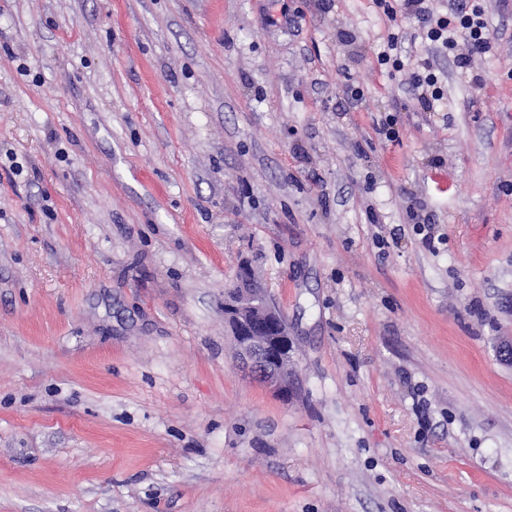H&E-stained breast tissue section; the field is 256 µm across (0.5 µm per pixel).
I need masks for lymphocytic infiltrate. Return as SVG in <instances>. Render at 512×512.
<instances>
[{"label": "lymphocytic infiltrate", "instance_id": "f902f5d3", "mask_svg": "<svg viewBox=\"0 0 512 512\" xmlns=\"http://www.w3.org/2000/svg\"><path fill=\"white\" fill-rule=\"evenodd\" d=\"M376 4L390 22L414 18L422 24L416 34L424 49L422 55L408 58L404 36L392 33L384 39L376 59L379 65L405 74L406 85L424 110H436L445 98L439 58L454 56L458 67L465 70L474 57L485 56L494 48L488 16L476 0L468 6L462 0H448L443 15L435 13L432 0H376Z\"/></svg>", "mask_w": 512, "mask_h": 512}]
</instances>
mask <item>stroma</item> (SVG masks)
Returning <instances> with one entry per match:
<instances>
[{"label": "stroma", "instance_id": "obj_1", "mask_svg": "<svg viewBox=\"0 0 512 512\" xmlns=\"http://www.w3.org/2000/svg\"><path fill=\"white\" fill-rule=\"evenodd\" d=\"M485 9L495 52L441 60L426 112L375 0H0V512H512V0ZM245 260L285 396L224 323Z\"/></svg>", "mask_w": 512, "mask_h": 512}]
</instances>
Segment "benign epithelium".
<instances>
[{
  "mask_svg": "<svg viewBox=\"0 0 512 512\" xmlns=\"http://www.w3.org/2000/svg\"><path fill=\"white\" fill-rule=\"evenodd\" d=\"M224 319L234 336L238 356L252 375L278 392L288 390L286 372L293 342L284 319L267 296L231 288L224 296Z\"/></svg>",
  "mask_w": 512,
  "mask_h": 512,
  "instance_id": "benign-epithelium-1",
  "label": "benign epithelium"
}]
</instances>
